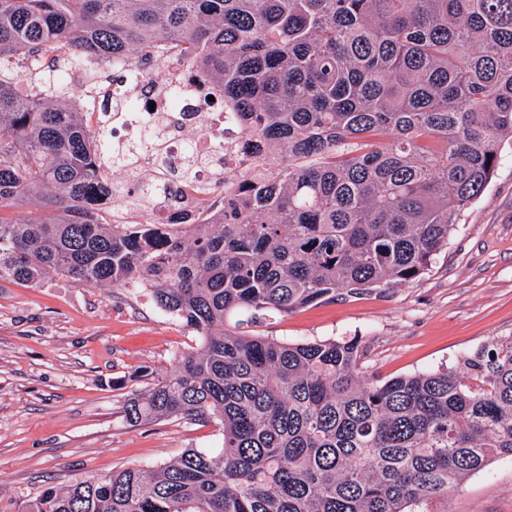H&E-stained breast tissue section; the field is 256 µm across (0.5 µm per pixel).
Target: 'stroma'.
<instances>
[{
	"label": "stroma",
	"mask_w": 512,
	"mask_h": 512,
	"mask_svg": "<svg viewBox=\"0 0 512 512\" xmlns=\"http://www.w3.org/2000/svg\"><path fill=\"white\" fill-rule=\"evenodd\" d=\"M255 332L281 341L356 340L365 376L455 370L465 352L512 336V149L424 274L391 288L341 293ZM199 335L140 288L83 286L53 275L0 280V512L46 488L185 449L219 453L220 422L166 418L133 427L122 406L150 376L172 372ZM432 512H512V459H494Z\"/></svg>",
	"instance_id": "obj_1"
}]
</instances>
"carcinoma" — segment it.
<instances>
[{"mask_svg": "<svg viewBox=\"0 0 512 512\" xmlns=\"http://www.w3.org/2000/svg\"><path fill=\"white\" fill-rule=\"evenodd\" d=\"M195 64L256 165L200 199L206 224H111L103 128L65 68ZM512 146V0H0V279L147 288L196 330L126 422L224 428L152 470L46 489L18 512H431L512 458V336L452 372L363 380L352 340L224 329L424 273ZM163 169L139 184L167 190Z\"/></svg>", "mask_w": 512, "mask_h": 512, "instance_id": "cac0c4a2", "label": "carcinoma"}]
</instances>
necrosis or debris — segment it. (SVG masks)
I'll return each mask as SVG.
<instances>
[{"mask_svg": "<svg viewBox=\"0 0 512 512\" xmlns=\"http://www.w3.org/2000/svg\"><path fill=\"white\" fill-rule=\"evenodd\" d=\"M192 72V65L185 64L157 81L126 78L111 117L113 157L135 160L124 170L130 183L161 164L179 169L191 152L205 159L194 185L183 187L178 198L161 193L146 200L145 216L155 222L165 220L174 208L204 218L198 206L203 191L231 181L253 163L243 149L244 129L237 112L229 106L217 108L215 102L186 90Z\"/></svg>", "mask_w": 512, "mask_h": 512, "instance_id": "necrosis-or-debris-1", "label": "necrosis or debris"}]
</instances>
